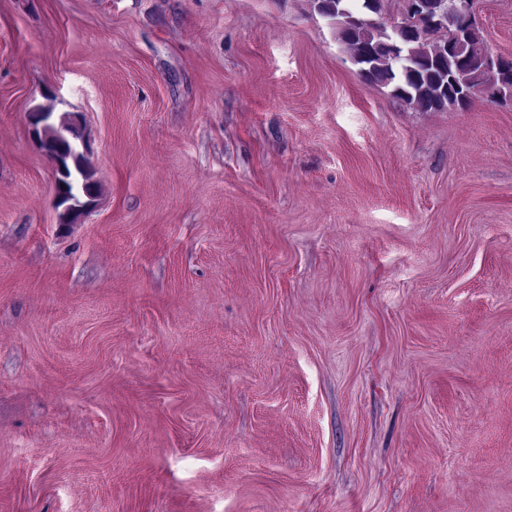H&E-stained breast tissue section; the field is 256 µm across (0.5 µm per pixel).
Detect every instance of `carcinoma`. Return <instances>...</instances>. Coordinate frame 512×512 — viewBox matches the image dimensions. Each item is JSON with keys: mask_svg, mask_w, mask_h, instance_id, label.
Here are the masks:
<instances>
[{"mask_svg": "<svg viewBox=\"0 0 512 512\" xmlns=\"http://www.w3.org/2000/svg\"><path fill=\"white\" fill-rule=\"evenodd\" d=\"M313 9L332 23L336 40L353 52L364 81L390 89L391 95L419 112L462 107L448 93L452 84L481 94L474 71L426 31L404 33L384 21V0H312ZM428 16L452 20L457 0H419ZM41 150L56 165V203L61 224H74L100 193L95 168L76 148L81 133L67 114L36 130Z\"/></svg>", "mask_w": 512, "mask_h": 512, "instance_id": "cac0c4a2", "label": "carcinoma"}]
</instances>
